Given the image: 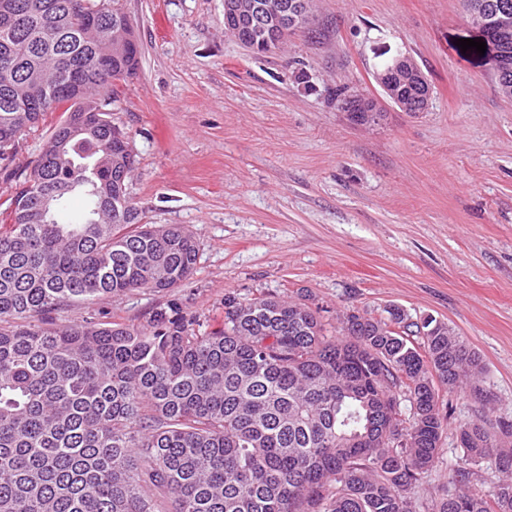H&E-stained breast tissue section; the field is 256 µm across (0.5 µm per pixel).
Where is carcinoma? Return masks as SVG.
<instances>
[{
  "instance_id": "1",
  "label": "carcinoma",
  "mask_w": 512,
  "mask_h": 512,
  "mask_svg": "<svg viewBox=\"0 0 512 512\" xmlns=\"http://www.w3.org/2000/svg\"><path fill=\"white\" fill-rule=\"evenodd\" d=\"M79 2L0 0L16 15L0 17V170L17 175L20 137L65 112L0 224V512H413L448 426L433 377L480 393V356L448 324L350 313L335 337L304 302L228 294L219 330L176 306L54 326L72 303L172 292L198 256L184 226L143 224L127 200L134 159L107 109L140 46H115L117 0L95 35ZM74 195L85 210L63 222ZM456 434L464 467L437 512H512V448L482 423ZM490 455L491 504L468 468Z\"/></svg>"
}]
</instances>
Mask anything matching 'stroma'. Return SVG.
<instances>
[{
	"label": "stroma",
	"instance_id": "obj_1",
	"mask_svg": "<svg viewBox=\"0 0 512 512\" xmlns=\"http://www.w3.org/2000/svg\"><path fill=\"white\" fill-rule=\"evenodd\" d=\"M141 56L112 106L134 157L144 221L184 224L196 270L149 289L67 306L145 324L177 305L211 330L224 296L306 300L324 322L388 307L448 323L484 366L481 396L439 387L449 414L439 455L410 496L436 512L463 451L459 423L491 419L512 448V100L500 96L462 0H311L313 31L257 54L224 28V0H119ZM410 54L432 85L428 111L385 102L360 125L336 88L372 96L375 71Z\"/></svg>",
	"mask_w": 512,
	"mask_h": 512
}]
</instances>
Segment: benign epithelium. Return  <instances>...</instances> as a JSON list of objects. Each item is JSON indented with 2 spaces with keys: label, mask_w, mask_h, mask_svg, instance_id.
I'll list each match as a JSON object with an SVG mask.
<instances>
[{
  "label": "benign epithelium",
  "mask_w": 512,
  "mask_h": 512,
  "mask_svg": "<svg viewBox=\"0 0 512 512\" xmlns=\"http://www.w3.org/2000/svg\"><path fill=\"white\" fill-rule=\"evenodd\" d=\"M469 17L486 38L499 94L512 100V63L500 51V46L512 40V9L505 7L489 15L473 9ZM224 22L235 32L248 31L240 43L257 52L265 46L267 34L274 31L285 39L305 29L308 16L295 0H267L250 11L243 10L238 0H224ZM393 76L410 84L422 110L429 109L431 84L410 55L405 53L391 58L376 74V81L384 96L395 103L397 94L391 81Z\"/></svg>",
  "instance_id": "7a95c632"
}]
</instances>
